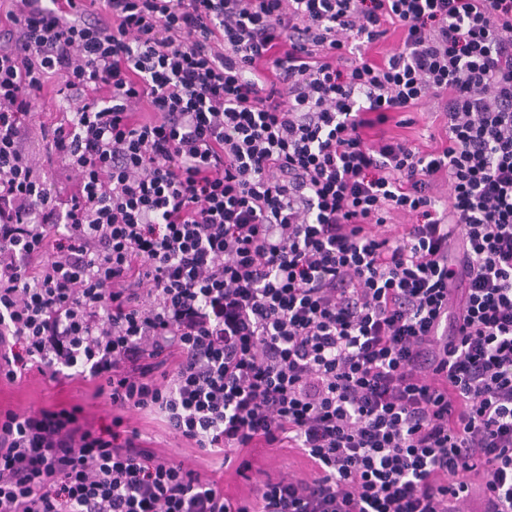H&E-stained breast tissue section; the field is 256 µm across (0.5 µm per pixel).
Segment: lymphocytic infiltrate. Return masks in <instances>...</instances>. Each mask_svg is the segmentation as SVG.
<instances>
[{
	"instance_id": "1",
	"label": "lymphocytic infiltrate",
	"mask_w": 512,
	"mask_h": 512,
	"mask_svg": "<svg viewBox=\"0 0 512 512\" xmlns=\"http://www.w3.org/2000/svg\"><path fill=\"white\" fill-rule=\"evenodd\" d=\"M33 370L120 413L0 409V512H512V0H0V383ZM128 412L311 472L235 498ZM59 87L55 86L54 91H51L48 96L43 99L37 112L33 114V127L34 139L32 142V149L35 151L42 150L43 142L39 134V124L42 121L49 123L60 117L59 112H75L77 107L82 106V102L78 100H67L64 95H56V90ZM440 125V120H435L434 117L427 114H419L417 115V122L414 125L410 128H399L398 133L407 135L422 145H429L430 141L428 136L431 133L437 135L441 127ZM255 456L257 466L274 473L279 470H291L299 476L309 473L307 462L295 452L287 449L258 448Z\"/></svg>"
}]
</instances>
